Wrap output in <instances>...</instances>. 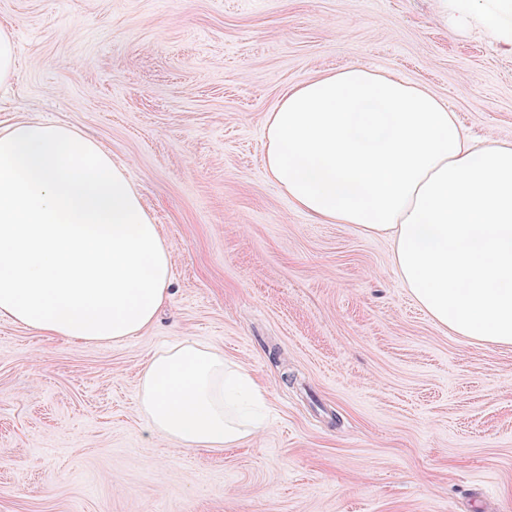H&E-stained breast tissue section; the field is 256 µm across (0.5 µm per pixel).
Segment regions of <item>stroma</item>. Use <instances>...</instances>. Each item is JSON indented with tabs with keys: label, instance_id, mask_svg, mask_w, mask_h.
<instances>
[{
	"label": "stroma",
	"instance_id": "stroma-1",
	"mask_svg": "<svg viewBox=\"0 0 512 512\" xmlns=\"http://www.w3.org/2000/svg\"><path fill=\"white\" fill-rule=\"evenodd\" d=\"M0 127L63 124L125 168L169 302L114 344L0 319V512H512V347L434 324L390 242L320 224L267 174L264 119L351 64L512 140V52L439 0H0ZM184 337L263 386L236 448L153 436L141 370ZM15 76V47L11 35L0 29V87Z\"/></svg>",
	"mask_w": 512,
	"mask_h": 512
}]
</instances>
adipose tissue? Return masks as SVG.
<instances>
[{
  "instance_id": "1",
  "label": "adipose tissue",
  "mask_w": 512,
  "mask_h": 512,
  "mask_svg": "<svg viewBox=\"0 0 512 512\" xmlns=\"http://www.w3.org/2000/svg\"><path fill=\"white\" fill-rule=\"evenodd\" d=\"M264 139L266 171L296 209L389 239L400 284L435 324L512 346V141L472 142L429 89L359 64L289 88ZM170 277L158 225L95 140L0 128V318L119 342L153 323ZM263 397L189 337L147 360L138 405L152 434L221 450L263 427Z\"/></svg>"
}]
</instances>
